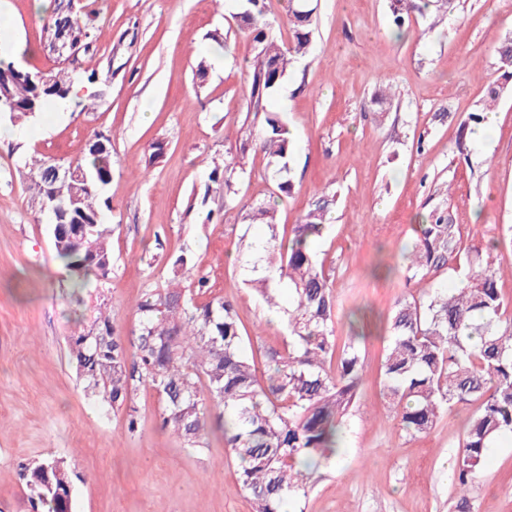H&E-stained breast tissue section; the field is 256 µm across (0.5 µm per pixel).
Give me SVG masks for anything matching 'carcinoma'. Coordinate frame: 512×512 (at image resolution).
Instances as JSON below:
<instances>
[{
  "label": "carcinoma",
  "mask_w": 512,
  "mask_h": 512,
  "mask_svg": "<svg viewBox=\"0 0 512 512\" xmlns=\"http://www.w3.org/2000/svg\"><path fill=\"white\" fill-rule=\"evenodd\" d=\"M244 28L258 46L250 62L247 92L255 112L265 113L264 126L239 144V153L215 164L209 178L230 207L238 195V173L249 150L263 154L276 194L289 195L286 178L294 151L293 135L267 104L288 74L293 59L310 50L317 6L312 0H290L288 26L292 42L284 47L271 33L261 0H246ZM397 27L412 13L432 14L437 24L453 14L457 0H391ZM65 29L80 52L93 51L99 28L95 18L80 20L55 4L43 24V50ZM499 69L512 78V37L497 50ZM77 57H60L57 72L30 79L13 61L0 59V114L33 118L50 104L72 100L69 65ZM487 118V108L469 113L461 124L456 148L466 150L467 134ZM99 144L67 166L87 181H54L58 203L76 224H61L54 236L58 258L76 288L110 269V229L101 223V199L112 180L110 137L93 132ZM57 161L31 157L29 178L43 202L49 174ZM336 202L324 192L309 205L288 241L279 239L275 209L263 202L245 212L249 224H264L269 237L247 260L255 287L268 309L283 312L287 335L279 347L265 351L259 371L245 352L235 305L222 296L199 303L208 291L200 277L187 285L158 288L137 305L133 336L122 335L108 316L70 337L69 355L85 388L115 408L127 410L128 431L137 429L132 406L136 385L156 390L162 428L189 448H199L211 423L222 430L224 447L237 466L239 481L252 512H284L308 493L306 472L329 463L345 433V418L358 398L364 361L355 339L338 344L336 297L313 243L327 230L326 218ZM458 225L447 208L436 207L422 218L418 235L404 256L406 282L419 283L436 271H463L460 285L433 290L423 299L400 298L388 318L382 395L401 431L410 437L435 428L447 412L475 406L453 469L462 492L460 512H470L468 493L484 465L488 448L512 433V322L505 309L500 280L512 273V258L489 260L474 250L461 257ZM288 280V306L278 284ZM38 512H72L73 471L59 457H47L23 468Z\"/></svg>",
  "instance_id": "cac0c4a2"
}]
</instances>
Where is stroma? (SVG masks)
<instances>
[{
  "instance_id": "stroma-1",
  "label": "stroma",
  "mask_w": 512,
  "mask_h": 512,
  "mask_svg": "<svg viewBox=\"0 0 512 512\" xmlns=\"http://www.w3.org/2000/svg\"><path fill=\"white\" fill-rule=\"evenodd\" d=\"M31 2L0 0L15 18L5 53L21 68L52 73ZM75 4L96 11L101 29L82 65L103 79L75 84L95 93L93 111L42 112L14 123V138L0 142V512H33L22 469L48 455L65 458L78 476L72 512H251L220 432H208L204 447H185L162 429L158 395L142 385L134 393L139 429L128 433L124 410L85 391L67 349L103 304L131 334L142 295L166 285L180 255L185 282L206 278L209 296L234 303L248 353L281 345L283 327L266 321L244 283L247 246L265 230L242 214L270 198L266 161L250 155L236 208L225 209L209 186L214 163L265 118L250 110L244 83L254 55L237 19L245 0ZM510 32L512 0H460L439 25L414 14L400 34L390 0H318L311 51L273 100L296 141L295 189L276 203L279 232L299 223L321 192L336 193L332 227L314 247L336 294L337 338L360 335L366 366L342 450L310 474L298 512H456L452 466L469 410L405 436L387 411L380 370L394 302L455 285L445 271L422 285L405 280L403 255L422 216L450 208L466 251L486 250L512 225V81L502 82L496 52ZM500 82L495 129L458 152L461 122ZM95 131L111 135L119 159L104 192L112 266L76 290L24 160L80 157ZM156 141L166 149L153 164ZM472 504L474 512H512V434L489 448Z\"/></svg>"
}]
</instances>
